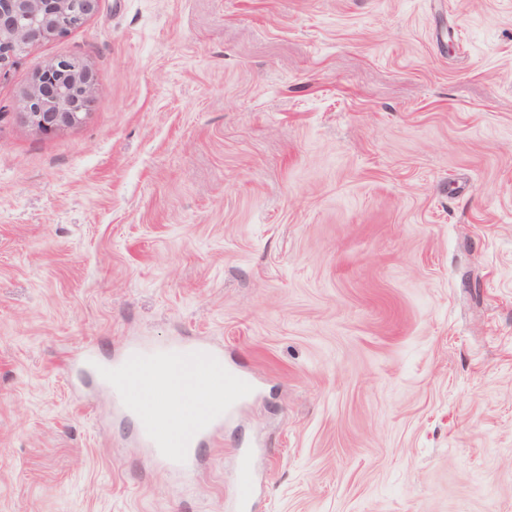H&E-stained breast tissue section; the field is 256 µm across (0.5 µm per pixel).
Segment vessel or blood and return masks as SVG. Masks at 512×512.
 Listing matches in <instances>:
<instances>
[{
	"label": "vessel or blood",
	"mask_w": 512,
	"mask_h": 512,
	"mask_svg": "<svg viewBox=\"0 0 512 512\" xmlns=\"http://www.w3.org/2000/svg\"><path fill=\"white\" fill-rule=\"evenodd\" d=\"M173 364L193 365L196 377L208 381L213 377L224 380L226 399L217 405L206 418L181 425L174 431L158 430L148 418H141V434L151 452L162 460L175 474L189 473L196 465L198 448L207 439L213 438L226 417L248 400L254 384L250 378L238 370L225 366L221 353L204 343L172 344L163 353ZM157 355L143 347H131L121 362L115 364L109 375V383L114 394H121L126 378L134 373L150 371ZM254 492L253 473L248 458H240L235 505L238 512H250Z\"/></svg>",
	"instance_id": "b4317fda"
}]
</instances>
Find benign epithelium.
<instances>
[{"instance_id": "obj_1", "label": "benign epithelium", "mask_w": 512, "mask_h": 512, "mask_svg": "<svg viewBox=\"0 0 512 512\" xmlns=\"http://www.w3.org/2000/svg\"><path fill=\"white\" fill-rule=\"evenodd\" d=\"M99 0H0V73L19 55L63 36L98 9ZM95 103V79L82 58L61 57L37 69L20 117L39 134L77 125Z\"/></svg>"}]
</instances>
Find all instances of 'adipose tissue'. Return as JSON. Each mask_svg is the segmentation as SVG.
Instances as JSON below:
<instances>
[{
  "mask_svg": "<svg viewBox=\"0 0 512 512\" xmlns=\"http://www.w3.org/2000/svg\"><path fill=\"white\" fill-rule=\"evenodd\" d=\"M142 392L145 414L170 427L205 416L220 390L207 383L198 384L195 377L161 364L156 368L152 383L143 387Z\"/></svg>",
  "mask_w": 512,
  "mask_h": 512,
  "instance_id": "obj_1",
  "label": "adipose tissue"
}]
</instances>
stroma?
<instances>
[{
	"mask_svg": "<svg viewBox=\"0 0 512 512\" xmlns=\"http://www.w3.org/2000/svg\"><path fill=\"white\" fill-rule=\"evenodd\" d=\"M181 337L259 383L185 490L104 384ZM241 452L252 512H512V0H101L0 76V512H225ZM95 103V79L82 58L61 57L37 69L19 112L39 134L77 125Z\"/></svg>",
	"mask_w": 512,
	"mask_h": 512,
	"instance_id": "35a3bbf8",
	"label": "stroma"
}]
</instances>
